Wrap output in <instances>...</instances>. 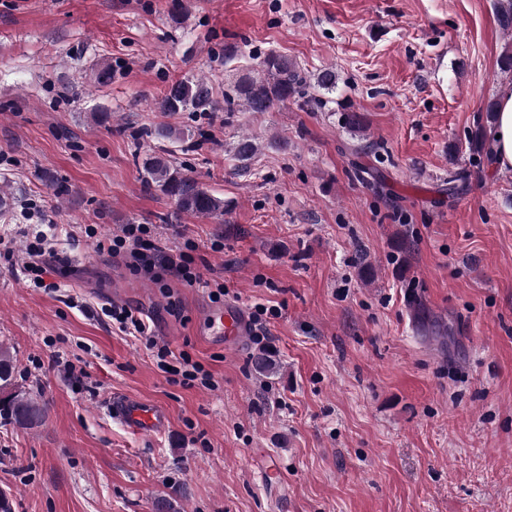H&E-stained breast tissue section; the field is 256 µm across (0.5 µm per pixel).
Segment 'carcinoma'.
<instances>
[{
  "label": "carcinoma",
  "instance_id": "obj_1",
  "mask_svg": "<svg viewBox=\"0 0 512 512\" xmlns=\"http://www.w3.org/2000/svg\"><path fill=\"white\" fill-rule=\"evenodd\" d=\"M497 21L506 32L512 31V0H498ZM256 68L241 77L224 93V111L233 112L245 106L252 112H271L304 98L307 79L287 56L268 51L256 56ZM157 112H194L207 115L217 110L210 83L202 78H183L173 82L166 92L153 100ZM141 136L172 141L185 140V133L165 125L142 130ZM485 125L477 123L471 132L470 145L485 153L492 161L491 149L486 147ZM144 187H152L174 200L181 212L198 217L224 216V199L199 185L189 171L174 165L162 156L145 159ZM15 359L6 347L0 348V424L28 428L40 424L45 416L44 406L29 391L16 383Z\"/></svg>",
  "mask_w": 512,
  "mask_h": 512
}]
</instances>
